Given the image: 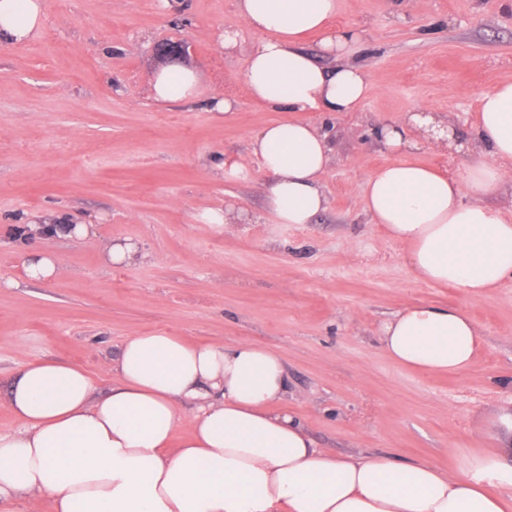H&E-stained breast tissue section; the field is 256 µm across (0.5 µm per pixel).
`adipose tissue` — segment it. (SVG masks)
<instances>
[{
  "mask_svg": "<svg viewBox=\"0 0 512 512\" xmlns=\"http://www.w3.org/2000/svg\"><path fill=\"white\" fill-rule=\"evenodd\" d=\"M337 3L237 0L256 37L247 93L296 114L251 139L266 214L278 224L312 223L327 204L319 185L332 149L301 113L356 111L368 88L364 67L350 59L358 33L328 24ZM43 26L44 0H0V40L24 44ZM311 33L320 36L316 56L303 46ZM322 55L335 67L322 66ZM199 83L194 70L165 66L150 80L151 96L189 98ZM378 138L404 155L422 140L457 152L469 145L429 111L382 126ZM473 142L481 155L461 176L404 158L368 177L362 198L370 223L407 246L416 278L481 295L512 278V215L483 201L512 169V82L482 97ZM480 336L462 310L426 304L404 307L380 328L388 357L424 373L462 372ZM108 371L112 388L100 397L78 366L41 361L18 372L7 402L19 427L0 434V512H28L45 495L55 512H512V413L498 420L503 457L476 459L458 477L425 462L340 459L316 446L299 418L275 408L288 394L282 357L251 342L139 333ZM185 421L191 433L174 443Z\"/></svg>",
  "mask_w": 512,
  "mask_h": 512,
  "instance_id": "1",
  "label": "adipose tissue"
}]
</instances>
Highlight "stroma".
Wrapping results in <instances>:
<instances>
[{
  "instance_id": "1",
  "label": "stroma",
  "mask_w": 512,
  "mask_h": 512,
  "mask_svg": "<svg viewBox=\"0 0 512 512\" xmlns=\"http://www.w3.org/2000/svg\"><path fill=\"white\" fill-rule=\"evenodd\" d=\"M338 0L333 25L358 30L351 61L368 90L356 112L305 113L333 159L320 181L328 204L309 224L254 223L264 177L248 156L267 124L292 117L250 99L246 51L218 47L241 26L235 0H45L39 37L0 41V432L18 422L6 402L27 363L84 368L97 393L128 336L165 331L190 343L252 342L279 353L288 396L314 443L337 457L384 455L454 475L496 453L490 429L512 411V280L482 296L417 280L404 244L370 224L360 186L400 158L376 128L406 112H439L472 139L482 96L512 80V0ZM178 43L182 56L160 52ZM199 72L193 99L157 105L158 66ZM235 100L213 112V97ZM247 159L228 182L221 156ZM236 224L207 221L227 208ZM96 223L83 239L42 238L29 215ZM130 241L135 260L113 266L104 249ZM60 259L58 278L35 282L26 251ZM454 306L482 334L457 374L402 366L380 348L381 323L405 306Z\"/></svg>"
}]
</instances>
